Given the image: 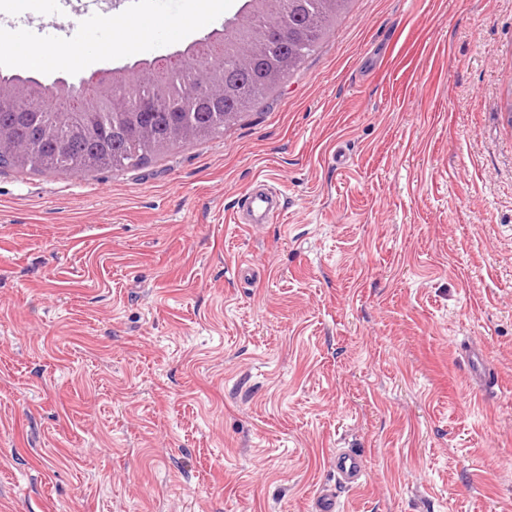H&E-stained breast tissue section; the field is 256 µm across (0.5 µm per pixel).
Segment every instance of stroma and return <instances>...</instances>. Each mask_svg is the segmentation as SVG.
<instances>
[{"instance_id": "1", "label": "stroma", "mask_w": 512, "mask_h": 512, "mask_svg": "<svg viewBox=\"0 0 512 512\" xmlns=\"http://www.w3.org/2000/svg\"><path fill=\"white\" fill-rule=\"evenodd\" d=\"M242 3L0 0V74L166 59ZM511 94L512 0H352L223 134L0 167V512H312L343 449L346 512H512ZM264 184L254 186L246 196L245 206L248 212L257 214L258 219L254 224H264L265 217L271 218L279 209V204L274 205L273 197H276L267 188H260ZM334 469L336 470L337 484L340 489H355L361 486L364 471L362 460L356 452L347 450L336 453Z\"/></svg>"}]
</instances>
